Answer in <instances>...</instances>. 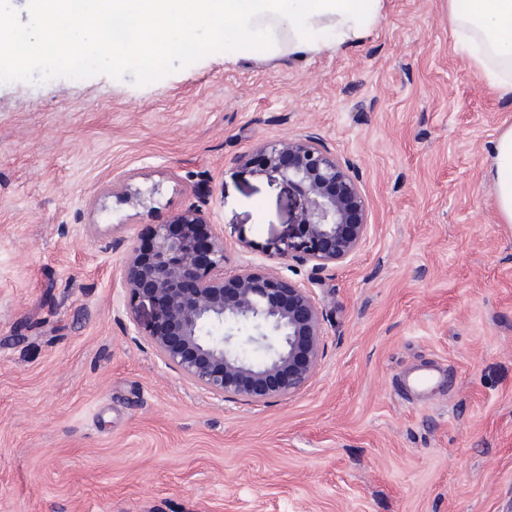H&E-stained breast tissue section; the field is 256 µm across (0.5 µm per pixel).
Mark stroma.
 I'll return each mask as SVG.
<instances>
[{
  "label": "stroma",
  "instance_id": "obj_1",
  "mask_svg": "<svg viewBox=\"0 0 512 512\" xmlns=\"http://www.w3.org/2000/svg\"><path fill=\"white\" fill-rule=\"evenodd\" d=\"M174 39L0 57V512H512V224L485 179L512 92L448 0H382L363 39L304 58L236 52L225 24ZM304 135L354 164L369 229L347 264L275 263L323 313L310 382L221 399L136 335L124 259L196 207L226 273L268 265L292 191L242 159ZM425 362L442 381L401 399Z\"/></svg>",
  "mask_w": 512,
  "mask_h": 512
}]
</instances>
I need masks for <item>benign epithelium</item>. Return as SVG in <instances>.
<instances>
[{
    "label": "benign epithelium",
    "instance_id": "7a95c632",
    "mask_svg": "<svg viewBox=\"0 0 512 512\" xmlns=\"http://www.w3.org/2000/svg\"><path fill=\"white\" fill-rule=\"evenodd\" d=\"M245 165L293 192L295 223L269 243L271 258L325 271L355 255L368 222L351 162L304 135L258 145ZM112 194L145 204L121 181ZM226 259L224 231L198 208L156 225L149 255L133 245L123 266L130 322L167 367L214 396L262 401L298 392L321 357L322 311L277 268L228 275ZM242 330L261 359L241 351L235 337Z\"/></svg>",
    "mask_w": 512,
    "mask_h": 512
}]
</instances>
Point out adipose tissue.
I'll return each mask as SVG.
<instances>
[{"instance_id":"1","label":"adipose tissue","mask_w":512,"mask_h":512,"mask_svg":"<svg viewBox=\"0 0 512 512\" xmlns=\"http://www.w3.org/2000/svg\"><path fill=\"white\" fill-rule=\"evenodd\" d=\"M29 31L18 35L0 23V55L58 59L62 47L82 45L94 53L129 61L133 52L162 53L171 33L188 22H225L243 51L257 57L287 43L290 54L324 50L332 30L336 46L363 38L379 21L381 0H29ZM448 15L462 47L490 87L512 92V0H448ZM135 32L113 35V26ZM485 178L499 215L512 224V126L498 135Z\"/></svg>"}]
</instances>
